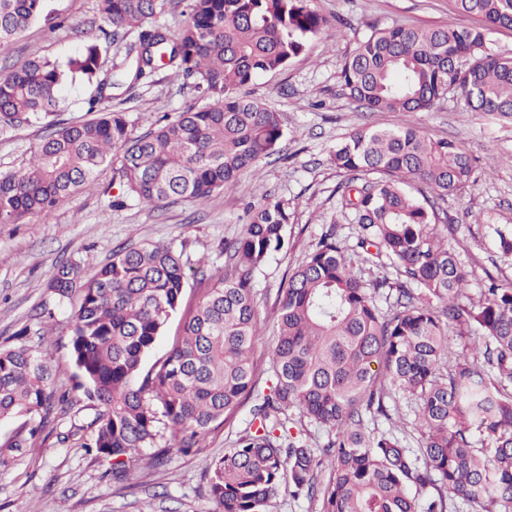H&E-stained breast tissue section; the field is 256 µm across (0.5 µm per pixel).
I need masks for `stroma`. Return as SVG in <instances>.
Here are the masks:
<instances>
[{"instance_id":"stroma-1","label":"stroma","mask_w":512,"mask_h":512,"mask_svg":"<svg viewBox=\"0 0 512 512\" xmlns=\"http://www.w3.org/2000/svg\"><path fill=\"white\" fill-rule=\"evenodd\" d=\"M64 21L51 31L34 23L9 48L0 50V73L35 56L67 60L87 35L105 22L97 0H47ZM328 25L288 67L259 76L245 87L249 99L281 112L285 123L282 152L240 174L233 191L215 193L205 204L178 200L150 209L137 200L112 206L121 192L111 169L97 177V187L74 194L50 220L0 224V345H13L22 327L25 342L38 349L55 371L60 390L74 405L52 421V433L28 449L14 465L0 467V512H210L205 489L204 456L223 455L252 420L243 404L204 436L202 453L177 456L165 467L141 465L126 488L113 484L106 464L86 453L83 443L94 412L75 390L70 358L73 308L58 303L46 284L58 265L79 264L93 275L114 250L160 243L179 255L188 279L185 295L195 303L201 293L192 273L198 262L211 270L224 267V243L238 237L247 222L246 208L273 197L287 202L288 246L270 257L254 275V299L261 328L254 361L270 379L269 354L275 342V299L284 272L316 247L323 224L336 212L337 186L347 173L336 169L330 154L353 130L369 125L416 128L432 139L459 143L475 160L469 184L440 204L439 215L453 226L452 241L469 271L468 293L479 298L488 277L512 281V262L502 258L497 230L512 228V116L470 111L448 99L427 112L370 113L343 95L339 72L346 55L371 28L395 23L424 26H475L479 20L458 13L451 0H313ZM129 127L143 134L162 118L199 106L195 93L169 69H161L135 90L121 93ZM43 129L33 124L0 134V173L19 170L32 156ZM54 313L49 335H39L42 310Z\"/></svg>"}]
</instances>
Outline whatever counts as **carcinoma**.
I'll return each mask as SVG.
<instances>
[{
    "label": "carcinoma",
    "instance_id": "cac0c4a2",
    "mask_svg": "<svg viewBox=\"0 0 512 512\" xmlns=\"http://www.w3.org/2000/svg\"><path fill=\"white\" fill-rule=\"evenodd\" d=\"M478 27L396 24L374 29L345 57L343 94L367 112H419L452 95L472 112L512 114V56L493 53L488 34L512 29V0H453ZM110 27L87 38L66 63L32 57L0 75V132L40 123L44 134L25 167L0 174V224L47 219L112 167L126 192L148 207L171 199L204 204L236 185L241 172L281 152V113L240 94L261 74L284 70L322 34L327 20L311 0H186L187 22L156 24L164 0H99ZM46 0H0V49L36 21ZM138 31L137 40L126 42ZM126 42L121 63L110 57ZM165 67L206 103L135 136L125 113L102 106L112 88L131 87ZM91 84L77 123L55 120L67 81ZM331 162L351 178L336 188L339 211L317 246L287 271L277 294L273 382L259 390L253 360L260 337L255 271L286 244L288 204L251 209L241 237L224 241L226 269L199 266L207 288L184 313L173 345L149 369L143 362L181 307L186 273L166 245L119 248L86 278L63 264L47 284L76 302L71 323L73 378L94 410L91 447L112 482L134 479L141 450L149 466L200 452L202 436L243 403L255 430L206 462L213 512H266L284 486L322 498V512H448L454 496L471 512H512V282L489 279L484 298L467 292L469 271L438 223L437 201L471 180L467 151L412 127L351 132ZM413 180L430 195L407 191ZM353 226L350 246L342 225ZM394 270L366 280L350 252ZM384 297L386 309L376 298ZM472 335L457 351L451 337ZM415 404L417 447L365 423L389 418L386 400ZM72 401L53 388L37 350L0 346V421L24 425L5 443L7 467L37 444L51 417ZM325 429L310 448L287 427L288 411ZM331 474L319 488L323 464ZM428 488L436 494L422 500Z\"/></svg>",
    "mask_w": 512,
    "mask_h": 512
}]
</instances>
